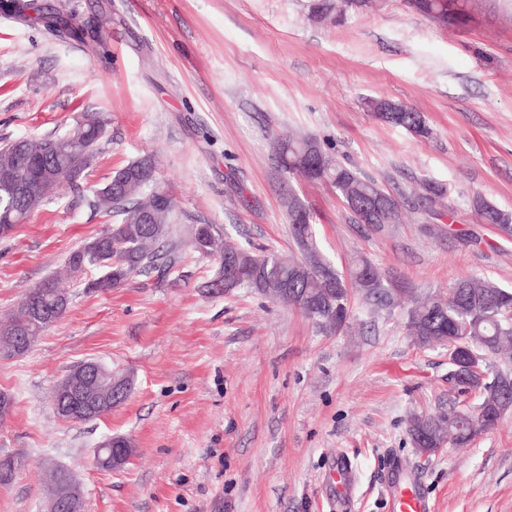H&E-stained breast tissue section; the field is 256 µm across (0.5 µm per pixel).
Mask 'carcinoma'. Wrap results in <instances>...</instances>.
I'll use <instances>...</instances> for the list:
<instances>
[{
    "instance_id": "carcinoma-1",
    "label": "carcinoma",
    "mask_w": 512,
    "mask_h": 512,
    "mask_svg": "<svg viewBox=\"0 0 512 512\" xmlns=\"http://www.w3.org/2000/svg\"><path fill=\"white\" fill-rule=\"evenodd\" d=\"M414 12L444 27H461L470 21L467 0H414ZM353 0H317L312 17L319 22L340 21L352 10ZM12 17L34 25H43L70 40L88 44L87 30L75 18L58 7L39 0H24L22 11ZM370 108L385 122L402 127L420 137L429 129L423 116L388 100L370 101ZM106 120L100 112L86 113L82 128L27 143L30 154L53 161L58 188L74 187L83 179L94 157V148L105 132ZM273 154L278 167L310 181H324L336 188L358 224H400L408 213H420L434 219L443 216L444 201L450 200L447 188L423 181L412 194L395 195L374 179L333 158L321 142L311 136H277ZM123 177L118 195L94 189L90 206L113 212L121 220L74 250L67 267L73 274L88 267L104 274L85 283L90 292H106L120 286L132 274L147 270L166 273L175 265L172 252L161 250L171 233L174 211L171 195L158 185L153 159L145 156L116 171L112 178ZM467 207L480 224L496 229L512 228V211L504 210L481 194L467 200ZM33 212L21 205L10 190L0 187V226H16ZM290 234L301 254L298 260L272 251L256 252L252 246L233 245L223 229L214 224H198L191 238L194 251L218 260L215 277L208 287H220L224 293L244 291L250 295L272 297L298 308L322 331L341 333L349 327L350 290H356L376 310L400 306V294L366 257L353 259L347 273L333 267L322 253L309 210L288 199ZM69 297L55 280L48 279L33 288L18 303L7 321L0 323V352L14 356L15 333L37 340L67 311ZM407 330L414 343L426 348L444 340L457 343L460 353L473 349L485 362L500 363L491 377L479 381L464 362L455 363L456 379L470 385L480 398L479 417L470 411L448 406L436 415L411 416L408 435L415 448L430 450L448 440L467 445L490 430L492 420L506 399L512 400V289L475 274L460 277L448 292L431 291L411 301L407 311ZM128 388L121 397L82 418L88 422L112 412L131 395ZM18 463L8 457L0 463V486L9 485L16 476Z\"/></svg>"
}]
</instances>
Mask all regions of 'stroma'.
Segmentation results:
<instances>
[{
    "mask_svg": "<svg viewBox=\"0 0 512 512\" xmlns=\"http://www.w3.org/2000/svg\"><path fill=\"white\" fill-rule=\"evenodd\" d=\"M49 2L103 18L101 43L91 51L0 15V145L64 132L87 109L108 123L79 187L0 239V319L55 276L70 298L27 353L0 358V391L13 399L0 457L21 462L0 512H43L51 463L80 484L88 512H391L394 472L430 512H512V413L464 447L428 457L411 445V414L476 398L452 390L447 346L412 342L403 308L372 313L352 298L350 329L330 335L278 301L212 293L216 262L190 247L194 225L215 224L296 256L293 198L339 271L364 256L402 300L463 273L512 285V237L466 206L478 192L512 211V0H469L471 20L455 29L407 0H375L339 24L314 21L312 0ZM376 98L422 112L430 137L378 120ZM288 130L389 191L444 184L457 209L436 224L419 214L380 230L352 223L333 186L280 171L271 135ZM147 154L176 201L179 260L88 292L99 270L63 271L117 221L91 207L93 190ZM91 360L130 377L133 393L98 420L65 421L54 390ZM116 435L134 453L102 469L95 449ZM340 456L353 471L345 493Z\"/></svg>",
    "mask_w": 512,
    "mask_h": 512,
    "instance_id": "stroma-1",
    "label": "stroma"
}]
</instances>
